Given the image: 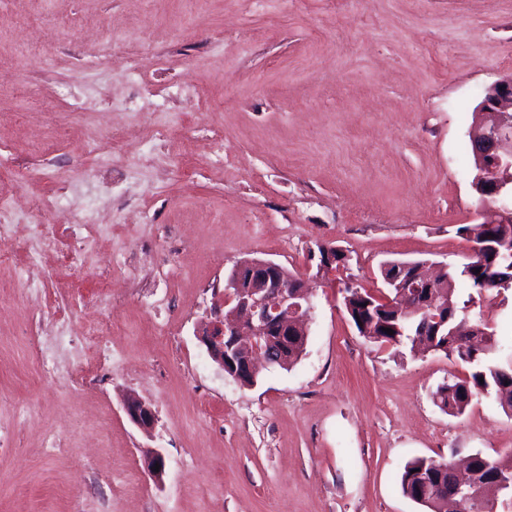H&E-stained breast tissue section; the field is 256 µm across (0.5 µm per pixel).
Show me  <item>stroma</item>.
I'll return each mask as SVG.
<instances>
[{
  "label": "stroma",
  "instance_id": "1",
  "mask_svg": "<svg viewBox=\"0 0 512 512\" xmlns=\"http://www.w3.org/2000/svg\"><path fill=\"white\" fill-rule=\"evenodd\" d=\"M184 8L0 0V197L27 189L56 226L39 299L0 302V512H427L401 491L406 463L512 456V413L486 393L442 412L433 391L467 367L364 340L339 287L382 294L391 260L466 262L459 226L490 217L469 133L512 73V0ZM111 27L141 33L120 49L135 69L106 59ZM75 168L91 178L58 195ZM87 208L107 231L79 251L72 216ZM322 244L349 266L318 272ZM247 259L313 286L305 353L251 387L195 336ZM480 306L512 353V290ZM104 317V369L66 345L60 364L91 367L84 386L42 378L53 319L80 335ZM130 392L155 409L151 433L127 416Z\"/></svg>",
  "mask_w": 512,
  "mask_h": 512
}]
</instances>
